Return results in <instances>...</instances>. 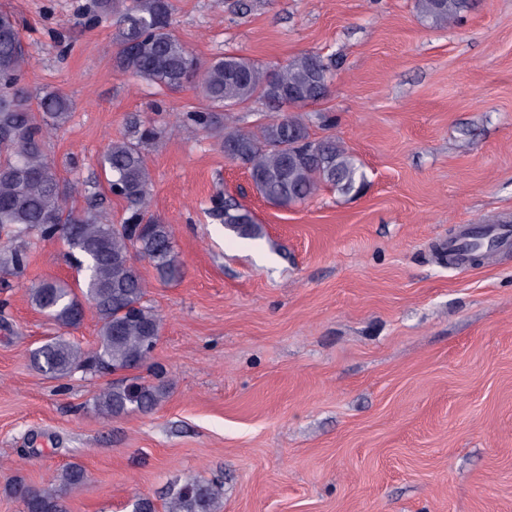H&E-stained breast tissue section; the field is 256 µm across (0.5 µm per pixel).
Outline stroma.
I'll return each mask as SVG.
<instances>
[{"label": "stroma", "instance_id": "stroma-1", "mask_svg": "<svg viewBox=\"0 0 512 512\" xmlns=\"http://www.w3.org/2000/svg\"><path fill=\"white\" fill-rule=\"evenodd\" d=\"M88 0H0L30 54L25 82L72 102L47 153L77 207L127 218L99 168L152 124L149 215L171 224L182 277L140 271L163 318L154 359L171 385L147 413L92 403L115 374L54 379L30 353L62 329L30 303L74 282L60 241L30 233L23 277L0 274V512L4 486L82 465L69 512L163 506L177 479L224 482L220 512H512V247L450 267L466 224L512 225V0H474L434 27L413 0H171L172 30L203 62L334 58L310 134L364 164L359 196L323 188L283 209L254 192L217 139L186 129L212 105L121 71ZM233 198L263 234L237 238Z\"/></svg>", "mask_w": 512, "mask_h": 512}]
</instances>
